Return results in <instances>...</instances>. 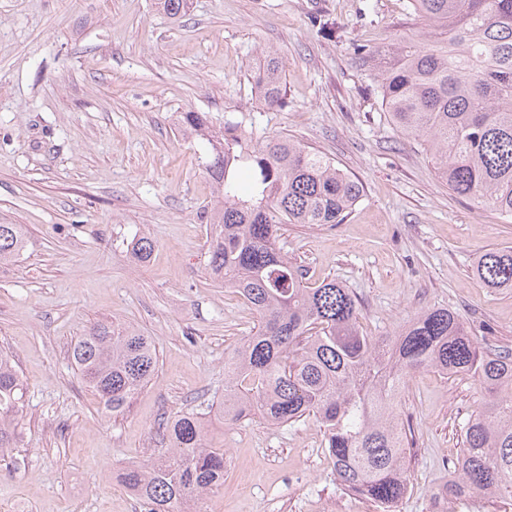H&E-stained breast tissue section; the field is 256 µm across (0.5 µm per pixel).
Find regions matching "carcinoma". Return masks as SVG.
<instances>
[{"instance_id": "carcinoma-1", "label": "carcinoma", "mask_w": 512, "mask_h": 512, "mask_svg": "<svg viewBox=\"0 0 512 512\" xmlns=\"http://www.w3.org/2000/svg\"><path fill=\"white\" fill-rule=\"evenodd\" d=\"M173 19L189 0H156ZM429 22L417 39L393 44L392 64L376 90L391 122L426 146L455 196L512 217V0H409ZM253 80L261 103L285 104L283 63L265 54ZM182 124L209 145L205 169L218 200L209 209L208 268L257 312L259 324L224 359V421L252 414L272 425L313 417L338 479L354 495L391 512L410 491L408 440L397 415L404 379L436 369L478 378L485 399L465 421L454 477L433 498L448 503L493 495L512 505V352L479 346L462 316L443 307L418 314L392 336L359 329L357 299L330 280L311 287L307 271L277 246L283 224H341L362 188L328 157L279 135L254 143L238 125L214 129L208 112H184ZM25 248L21 224H0V263ZM147 237L132 248L146 261ZM489 288H512V248L485 252L476 265ZM84 383L103 408L124 413L153 378L151 341L132 328L98 322L70 347ZM23 382L0 353V451L14 447L11 424L22 412ZM167 447L133 462L118 481L148 512H195L224 484V449L205 443L202 418L179 415L164 427Z\"/></svg>"}]
</instances>
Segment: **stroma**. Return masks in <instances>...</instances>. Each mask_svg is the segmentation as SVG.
Returning a JSON list of instances; mask_svg holds the SVG:
<instances>
[{
	"label": "stroma",
	"mask_w": 512,
	"mask_h": 512,
	"mask_svg": "<svg viewBox=\"0 0 512 512\" xmlns=\"http://www.w3.org/2000/svg\"><path fill=\"white\" fill-rule=\"evenodd\" d=\"M427 28L407 0H192L177 21L155 0H0V224L27 230L19 259L0 264V350L25 388L19 439L0 456V512H142L115 474L157 454L186 412L205 414L208 446L224 451V484L197 512H376L337 479L314 418L225 422L224 358L258 315L209 274L216 188L203 144L175 117L208 112L256 141L288 137L361 185L343 223L284 225L279 245L309 284L353 292L365 333L445 307L481 346L512 351V289L475 273L485 251L512 246V218L453 195L376 93L377 59ZM264 46L284 65L277 110L259 105L250 78ZM141 236L154 242L143 263ZM112 320L158 356L114 416L69 356L76 336ZM482 400L470 375L407 378L411 492L396 512H433Z\"/></svg>",
	"instance_id": "1"
}]
</instances>
